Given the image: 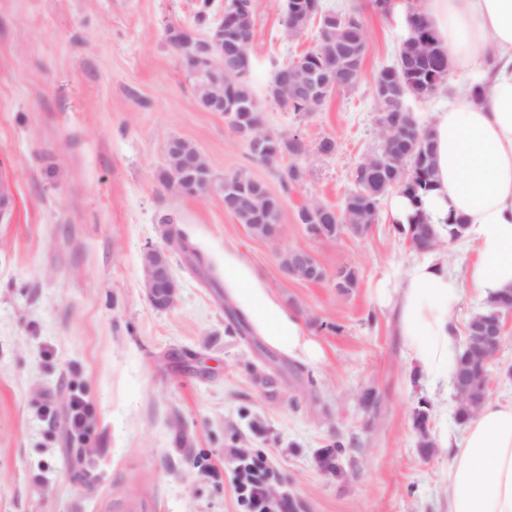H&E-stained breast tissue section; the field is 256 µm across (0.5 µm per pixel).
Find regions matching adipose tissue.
Returning a JSON list of instances; mask_svg holds the SVG:
<instances>
[{"mask_svg":"<svg viewBox=\"0 0 512 512\" xmlns=\"http://www.w3.org/2000/svg\"><path fill=\"white\" fill-rule=\"evenodd\" d=\"M409 8L447 47L449 72L474 73L479 83L453 84L447 110L424 121L434 144L433 187L418 209L394 194L386 219L404 228L418 211L444 235L448 215L462 217L461 239L476 251L462 278L485 304L512 292V0H411ZM452 281L440 253L417 250L398 284L405 358L434 380L448 375L456 334ZM224 283L268 343L315 357L298 318L232 252L224 255ZM440 441L451 458L448 512H512V401L485 399L461 440L444 434Z\"/></svg>","mask_w":512,"mask_h":512,"instance_id":"obj_1","label":"adipose tissue"}]
</instances>
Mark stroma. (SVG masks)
Returning <instances> with one entry per match:
<instances>
[{"label":"stroma","mask_w":512,"mask_h":512,"mask_svg":"<svg viewBox=\"0 0 512 512\" xmlns=\"http://www.w3.org/2000/svg\"><path fill=\"white\" fill-rule=\"evenodd\" d=\"M198 0H0V512H240L225 449L266 455L267 487L291 512H447L448 452L460 437L455 393L403 355L395 299L412 249L385 221L389 195L366 234L314 239L299 222L312 204L341 208L356 169L381 145L374 78L395 65L405 14L371 0H321L358 9L368 51L360 83L322 111L270 101L277 68L311 50L317 23L296 38L284 0H252L248 80L266 129L299 135L305 150L271 167L254 160L223 113L204 110L166 30L205 34ZM182 138L216 176L245 173L281 201L279 240L253 237L222 196L189 195L161 178L166 145ZM334 139L323 155L319 143ZM297 167L300 177L285 174ZM224 275L237 253L320 354L309 360L239 334L230 289L206 284L179 252L176 303L153 306L143 255L165 247L163 219ZM309 252L326 273L287 276L281 255ZM355 269L358 287L335 286ZM489 395L512 399V320L493 361ZM85 431L73 436L74 397ZM343 441L337 467L325 460Z\"/></svg>","instance_id":"1"}]
</instances>
